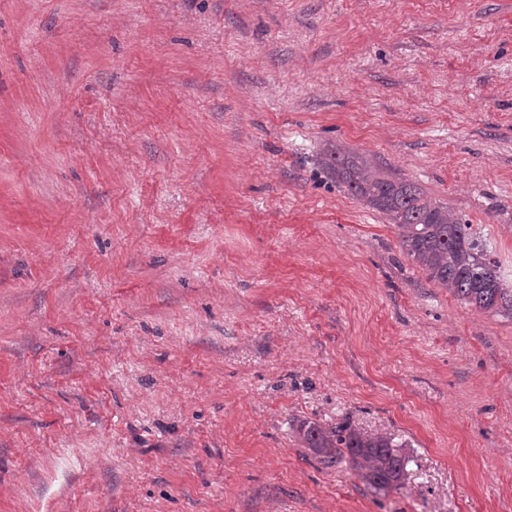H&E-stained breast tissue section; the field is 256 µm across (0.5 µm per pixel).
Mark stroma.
<instances>
[{
  "label": "stroma",
  "mask_w": 512,
  "mask_h": 512,
  "mask_svg": "<svg viewBox=\"0 0 512 512\" xmlns=\"http://www.w3.org/2000/svg\"><path fill=\"white\" fill-rule=\"evenodd\" d=\"M336 144L512 283V0H0V512H512V320ZM345 418L400 489L305 448ZM324 163L332 178L366 207L387 217L399 247L427 275L476 310L512 319V286L498 264L448 205L368 157L335 146Z\"/></svg>",
  "instance_id": "1"
}]
</instances>
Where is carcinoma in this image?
Masks as SVG:
<instances>
[{
    "label": "carcinoma",
    "instance_id": "obj_1",
    "mask_svg": "<svg viewBox=\"0 0 512 512\" xmlns=\"http://www.w3.org/2000/svg\"><path fill=\"white\" fill-rule=\"evenodd\" d=\"M324 163L353 197L387 217L397 230L399 247L430 282L479 311L512 319V286L501 278L471 225L456 218L448 205L362 154L336 146L327 151ZM299 431L306 447L328 463L345 462L375 491L400 488L408 459L394 437L366 434L349 423L329 427L305 421Z\"/></svg>",
    "mask_w": 512,
    "mask_h": 512
}]
</instances>
